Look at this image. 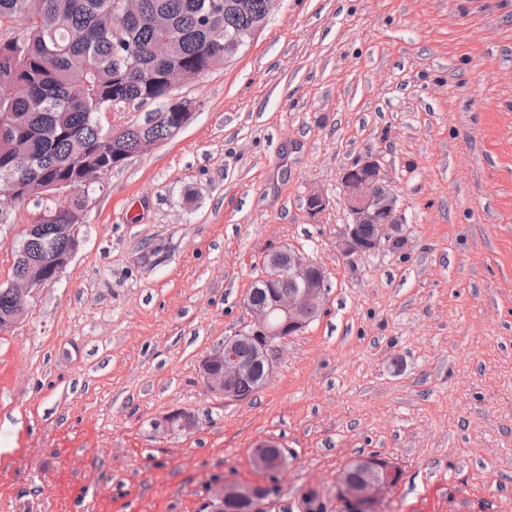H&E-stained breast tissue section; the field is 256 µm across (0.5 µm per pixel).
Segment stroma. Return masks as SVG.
<instances>
[{"mask_svg":"<svg viewBox=\"0 0 512 512\" xmlns=\"http://www.w3.org/2000/svg\"><path fill=\"white\" fill-rule=\"evenodd\" d=\"M175 94L190 124L102 177L77 254L0 334V512H204L267 481L264 438L287 464L262 512H344L369 455L400 472L381 512H512V0H280ZM368 153L403 243L352 261L339 182ZM289 248L324 268L319 317L250 397L207 392L201 360ZM174 410L196 430L157 431Z\"/></svg>","mask_w":512,"mask_h":512,"instance_id":"1","label":"stroma"}]
</instances>
